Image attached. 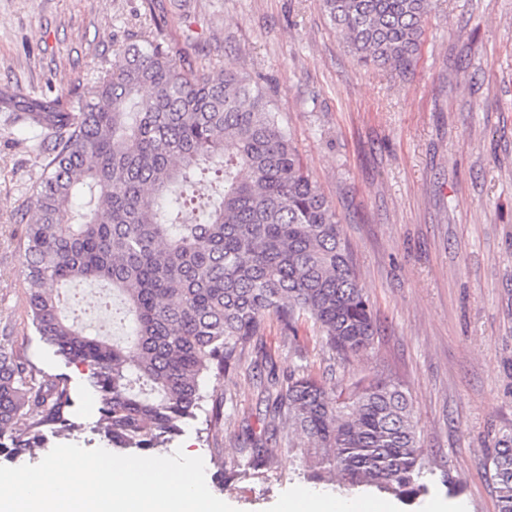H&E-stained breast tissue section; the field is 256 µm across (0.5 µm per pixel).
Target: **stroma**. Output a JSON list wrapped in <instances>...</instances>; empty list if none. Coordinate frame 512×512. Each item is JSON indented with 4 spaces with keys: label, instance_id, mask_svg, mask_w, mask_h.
Masks as SVG:
<instances>
[{
    "label": "stroma",
    "instance_id": "35a3bbf8",
    "mask_svg": "<svg viewBox=\"0 0 512 512\" xmlns=\"http://www.w3.org/2000/svg\"><path fill=\"white\" fill-rule=\"evenodd\" d=\"M155 36L212 73L240 72L274 100L311 177L340 220L378 333L345 360L311 320L298 339L269 319L262 352L245 354L204 393L223 395L222 432L190 422L173 448L202 458L209 490L238 512H277L317 479L300 437L281 428L269 463L243 442L263 432L269 369L333 385L382 377L418 420L433 500L498 512L486 459L512 432V0H433L412 75L363 66L322 0H0V331L37 377L75 380L77 424L50 445L101 447L98 397L40 341L22 275L31 189L49 160L24 106L68 101L111 70L129 43ZM97 286L64 307L90 330L110 325Z\"/></svg>",
    "mask_w": 512,
    "mask_h": 512
}]
</instances>
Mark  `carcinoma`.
<instances>
[{"label":"carcinoma","instance_id":"carcinoma-1","mask_svg":"<svg viewBox=\"0 0 512 512\" xmlns=\"http://www.w3.org/2000/svg\"><path fill=\"white\" fill-rule=\"evenodd\" d=\"M330 23L366 66L413 70L430 0H322ZM52 158L25 227L27 306L40 340L80 364L99 397L97 433L112 448L161 452L203 410L201 381L221 378L259 348L267 317L299 336L308 317L326 345L358 357L377 331L335 210L307 172L264 87L181 60L156 38L129 45L67 107L27 105ZM223 191L197 223L183 189L201 178ZM88 197L85 211L72 199ZM76 280L105 282L133 324L127 343L90 336L62 315ZM268 370L266 438H249L255 464L271 460L279 425L327 453L340 489L401 498L426 491L423 448L407 395L384 378L330 387ZM71 380L39 379L10 337L0 338V457L16 460L75 427ZM212 396L207 435L221 433ZM24 429L15 427L22 416ZM498 512H512V434L487 457Z\"/></svg>","mask_w":512,"mask_h":512}]
</instances>
